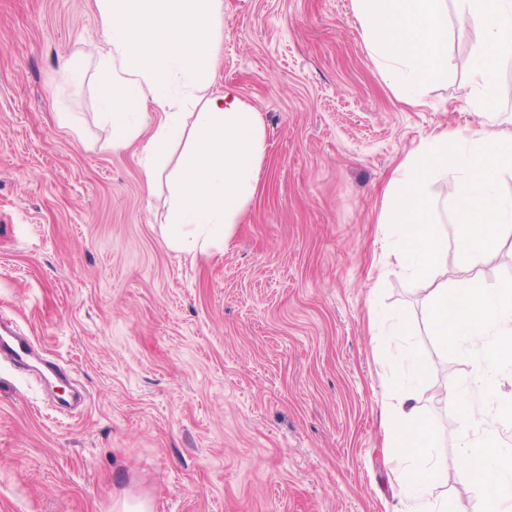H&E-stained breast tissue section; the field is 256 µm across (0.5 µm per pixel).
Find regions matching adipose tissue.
Returning <instances> with one entry per match:
<instances>
[{
  "instance_id": "1",
  "label": "adipose tissue",
  "mask_w": 512,
  "mask_h": 512,
  "mask_svg": "<svg viewBox=\"0 0 512 512\" xmlns=\"http://www.w3.org/2000/svg\"><path fill=\"white\" fill-rule=\"evenodd\" d=\"M445 3L353 0L378 71L408 105L448 76ZM96 7L103 30L99 102L112 124L113 147L143 139L144 171L156 181L184 106L199 101L191 147L166 174L170 243L204 252L228 241L256 191L266 135L259 113L234 92L196 98L214 66L211 35L223 0H96ZM151 107L159 122L145 139ZM383 427L401 512H447L434 497L442 469L433 454L436 429L412 392L385 408Z\"/></svg>"
}]
</instances>
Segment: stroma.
Masks as SVG:
<instances>
[{
    "mask_svg": "<svg viewBox=\"0 0 512 512\" xmlns=\"http://www.w3.org/2000/svg\"><path fill=\"white\" fill-rule=\"evenodd\" d=\"M223 2L208 91L253 106L266 149L229 242L188 253L166 243V180L147 188L141 142L113 149L99 116L94 0H0V316L33 347L0 364V512H398L382 419L409 350L433 364L409 387L439 433L435 493L479 512L439 396L473 360L429 336L378 216L426 136L480 128L481 27L449 18L448 77L408 106L352 0ZM79 54L85 81L62 84ZM376 307L412 317L401 347Z\"/></svg>",
    "mask_w": 512,
    "mask_h": 512,
    "instance_id": "35a3bbf8",
    "label": "stroma"
}]
</instances>
